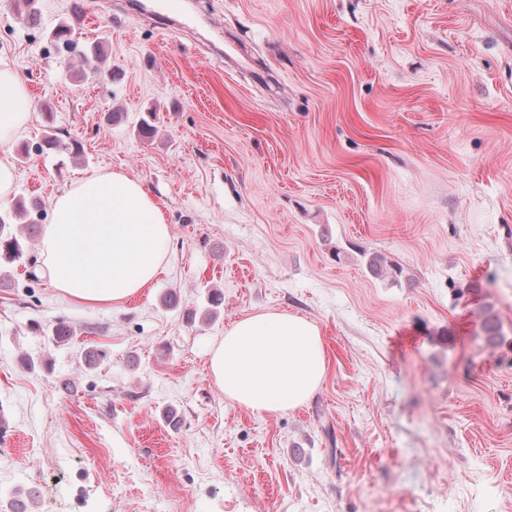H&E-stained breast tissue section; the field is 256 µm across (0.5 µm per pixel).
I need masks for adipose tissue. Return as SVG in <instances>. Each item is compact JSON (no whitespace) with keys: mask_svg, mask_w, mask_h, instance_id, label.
Instances as JSON below:
<instances>
[{"mask_svg":"<svg viewBox=\"0 0 512 512\" xmlns=\"http://www.w3.org/2000/svg\"><path fill=\"white\" fill-rule=\"evenodd\" d=\"M23 77L0 63V203L15 189L2 151L30 121ZM51 222L39 254L54 288L89 306H112L150 288L170 242V228L141 179L92 173L50 201ZM225 398L258 415L306 405L326 375L318 326L305 317L263 311L237 320L210 352Z\"/></svg>","mask_w":512,"mask_h":512,"instance_id":"ef3b65f1","label":"adipose tissue"}]
</instances>
